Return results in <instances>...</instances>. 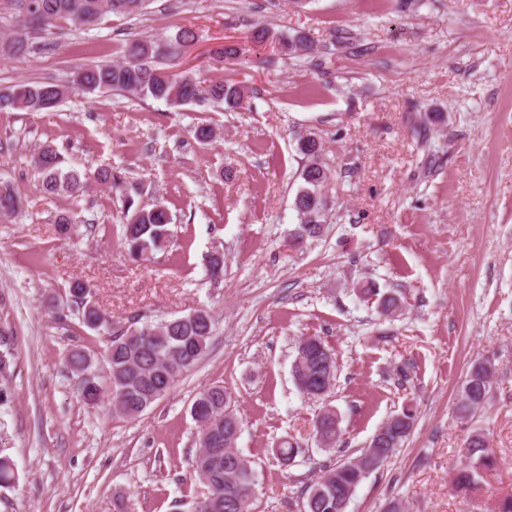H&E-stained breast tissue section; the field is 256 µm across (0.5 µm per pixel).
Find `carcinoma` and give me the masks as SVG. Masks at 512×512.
I'll list each match as a JSON object with an SVG mask.
<instances>
[{"label":"carcinoma","instance_id":"cac0c4a2","mask_svg":"<svg viewBox=\"0 0 512 512\" xmlns=\"http://www.w3.org/2000/svg\"><path fill=\"white\" fill-rule=\"evenodd\" d=\"M148 0H19V14L12 29L0 40L8 46L0 53L23 57L30 52V36L50 32L61 23L75 27H91L107 13L138 15ZM189 29L176 32L171 38L153 39L132 36L126 43L123 60L112 63L82 65L72 71L74 78L65 84L51 81L19 83L0 93V112L24 110L46 112L55 108L71 89L84 94L107 91L128 92L150 97L170 107L211 100L224 104V110L235 112L243 108L247 89L243 85L222 80L203 87L189 73H174L168 62L194 41ZM297 150L308 159L301 177L304 185L298 190L293 207L300 220L291 238L301 249L309 239L323 233L325 202L319 189L326 179L321 163L322 148L313 136L297 140ZM32 160L41 174V190L55 196L72 199L84 195L88 178L75 170H63V160L51 145L38 147ZM101 185L122 190L121 202L126 217L122 225V245L134 260H147L166 246L171 237L174 215L164 205L146 208L135 201L131 189L124 186L119 174L100 170L94 175ZM21 207L7 181H0V219L9 218ZM209 277L224 275V254L214 251L206 260ZM367 300H375L381 313L392 316L402 307L400 299L381 294L367 281L357 288ZM71 309L82 324L109 336L106 356L109 364L107 379L102 381L92 368V357L83 348L72 349L67 366L78 377V394L88 406L105 401L116 413L139 418L156 401L167 395L179 380L190 372L205 354L216 324L206 310H197L183 317L130 323L127 327L112 326L111 316L91 301V289L81 281L69 288ZM13 332L0 328V378L10 375L14 354ZM292 378L298 392L307 398L321 397L320 390L333 387L336 380V357L319 336L305 337L296 346L291 364ZM493 366L490 361L472 364L462 384L456 403L460 418L485 407L492 391ZM194 421L205 429L219 433L220 444L199 442L193 467L204 490L193 502L192 512H251V492L257 484V472L251 462L236 448V433L241 421L231 410L229 393L222 386L212 385L197 394L191 409ZM416 411L412 407L392 416L372 436L369 447L356 457L341 459L319 470L316 479L304 492L301 512H340L339 506L350 501L357 487L371 473L379 470L393 457L408 438L414 426ZM341 420L335 410L326 408L313 422L317 444L328 450L336 448L342 435ZM466 463L458 470L454 485L461 491L476 483L480 473L495 467L496 457L490 450L486 435L473 434L467 444ZM301 452L295 441L283 440L275 449L281 466L288 467Z\"/></svg>","mask_w":512,"mask_h":512}]
</instances>
